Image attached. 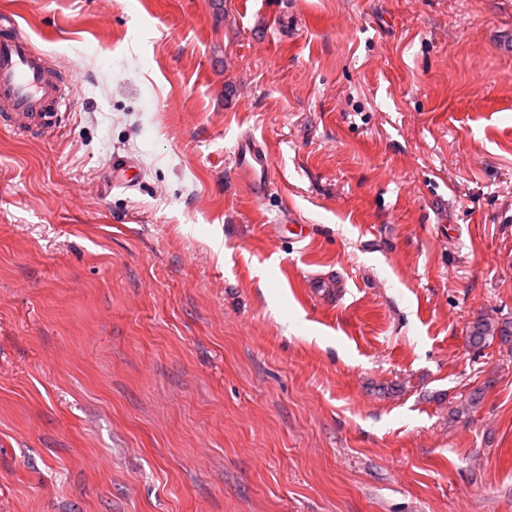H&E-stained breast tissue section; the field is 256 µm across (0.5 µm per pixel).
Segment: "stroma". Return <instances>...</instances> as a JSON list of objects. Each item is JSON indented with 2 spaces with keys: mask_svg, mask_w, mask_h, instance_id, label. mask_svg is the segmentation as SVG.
Listing matches in <instances>:
<instances>
[{
  "mask_svg": "<svg viewBox=\"0 0 512 512\" xmlns=\"http://www.w3.org/2000/svg\"><path fill=\"white\" fill-rule=\"evenodd\" d=\"M2 11L71 96L0 126V512H512V0ZM236 164L247 193L254 199L261 198L266 191L271 167V150L264 142L246 137L237 143ZM498 338L503 344L512 343V322L504 321L500 324L488 317H480L473 321L469 327L468 343L475 351H481L491 341Z\"/></svg>",
  "mask_w": 512,
  "mask_h": 512,
  "instance_id": "stroma-1",
  "label": "stroma"
}]
</instances>
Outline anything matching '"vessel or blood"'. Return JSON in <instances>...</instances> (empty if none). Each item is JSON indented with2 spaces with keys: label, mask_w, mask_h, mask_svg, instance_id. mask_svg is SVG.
I'll return each mask as SVG.
<instances>
[{
  "label": "vessel or blood",
  "mask_w": 512,
  "mask_h": 512,
  "mask_svg": "<svg viewBox=\"0 0 512 512\" xmlns=\"http://www.w3.org/2000/svg\"><path fill=\"white\" fill-rule=\"evenodd\" d=\"M62 74L46 54L36 51L15 22L0 27V124L25 134L38 130L66 105ZM236 164L247 193L261 198L271 167V150L255 138L241 139Z\"/></svg>",
  "instance_id": "obj_1"
}]
</instances>
